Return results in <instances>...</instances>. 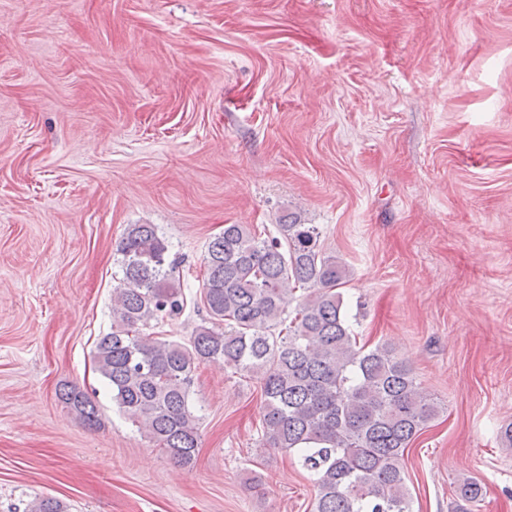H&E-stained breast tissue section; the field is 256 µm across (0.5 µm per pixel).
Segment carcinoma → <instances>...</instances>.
Here are the masks:
<instances>
[{
	"label": "carcinoma",
	"instance_id": "carcinoma-1",
	"mask_svg": "<svg viewBox=\"0 0 512 512\" xmlns=\"http://www.w3.org/2000/svg\"><path fill=\"white\" fill-rule=\"evenodd\" d=\"M319 241L317 225L293 213L273 236L224 225L204 256L202 298L212 326L197 327L185 344L147 332L180 315L185 299L157 226L129 225L117 246L112 329L95 345V368L128 420L188 466L200 439L190 399L194 374L222 361L260 385L259 444L298 455L314 476V512H412L405 451L441 406L391 346L357 342L340 292L349 268ZM298 290L303 297L291 311ZM61 397L84 427H102L97 404L78 385L64 387ZM458 495L476 502L482 486L467 479ZM25 512L67 506L39 497Z\"/></svg>",
	"mask_w": 512,
	"mask_h": 512
}]
</instances>
